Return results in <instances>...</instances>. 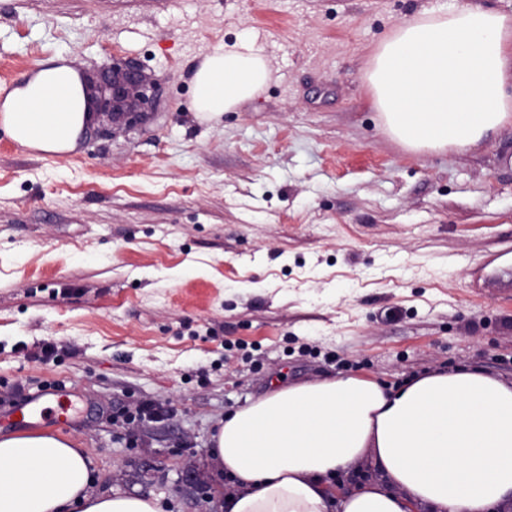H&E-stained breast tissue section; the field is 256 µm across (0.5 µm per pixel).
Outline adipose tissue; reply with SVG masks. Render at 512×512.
I'll list each match as a JSON object with an SVG mask.
<instances>
[{"instance_id": "1", "label": "adipose tissue", "mask_w": 512, "mask_h": 512, "mask_svg": "<svg viewBox=\"0 0 512 512\" xmlns=\"http://www.w3.org/2000/svg\"><path fill=\"white\" fill-rule=\"evenodd\" d=\"M272 74L248 33L205 53L193 108L210 121L259 93ZM363 80L384 132L415 156L459 152L512 127V11L424 9L395 25ZM86 79L64 55L42 62L0 105L19 145L74 149L92 124ZM212 454L240 490L222 512H327L337 472L375 460L383 483L341 512H485L512 500V382L479 370L429 371L399 388L347 377L281 388L229 414ZM93 460L49 430L0 436V512H162L158 499L94 492Z\"/></svg>"}]
</instances>
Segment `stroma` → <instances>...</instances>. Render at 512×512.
I'll return each mask as SVG.
<instances>
[{"mask_svg": "<svg viewBox=\"0 0 512 512\" xmlns=\"http://www.w3.org/2000/svg\"><path fill=\"white\" fill-rule=\"evenodd\" d=\"M442 0H0V74L57 52L90 79L137 62L156 108L99 114L66 154L0 129V434L62 381L94 488L163 512L232 492L210 448L266 393L455 367L512 380V129L416 158L362 79L404 17ZM248 31L272 60L211 123L202 56ZM52 343V360L36 359ZM165 405L161 421L141 403Z\"/></svg>", "mask_w": 512, "mask_h": 512, "instance_id": "stroma-1", "label": "stroma"}]
</instances>
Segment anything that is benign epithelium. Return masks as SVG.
I'll list each match as a JSON object with an SVG mask.
<instances>
[{
	"label": "benign epithelium",
	"mask_w": 512,
	"mask_h": 512,
	"mask_svg": "<svg viewBox=\"0 0 512 512\" xmlns=\"http://www.w3.org/2000/svg\"><path fill=\"white\" fill-rule=\"evenodd\" d=\"M91 91L96 111H114L127 116V124L139 122L142 113L152 108L155 94L147 76L131 62L115 63L101 72Z\"/></svg>",
	"instance_id": "7a95c632"
}]
</instances>
